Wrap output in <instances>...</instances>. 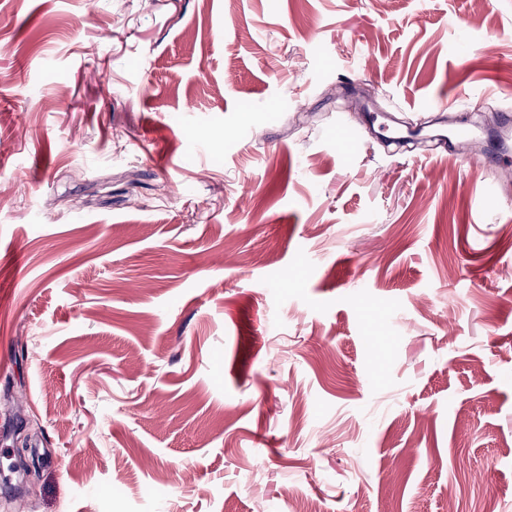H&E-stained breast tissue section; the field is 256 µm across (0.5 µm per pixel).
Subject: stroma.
<instances>
[{
  "label": "stroma",
  "instance_id": "stroma-1",
  "mask_svg": "<svg viewBox=\"0 0 512 512\" xmlns=\"http://www.w3.org/2000/svg\"><path fill=\"white\" fill-rule=\"evenodd\" d=\"M439 95L512 0H0V512H512V179L370 131Z\"/></svg>",
  "mask_w": 512,
  "mask_h": 512
}]
</instances>
